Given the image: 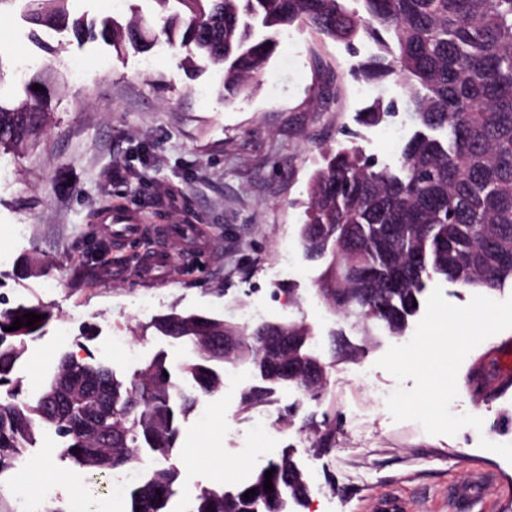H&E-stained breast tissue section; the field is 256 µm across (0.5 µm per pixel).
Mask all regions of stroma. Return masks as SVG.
I'll list each match as a JSON object with an SVG mask.
<instances>
[{
    "label": "stroma",
    "instance_id": "obj_1",
    "mask_svg": "<svg viewBox=\"0 0 512 512\" xmlns=\"http://www.w3.org/2000/svg\"><path fill=\"white\" fill-rule=\"evenodd\" d=\"M19 24L17 15L0 14V50L39 55L55 86L39 137L0 155V299L53 315L22 358L29 391L67 353H93L121 376L160 352L181 367L185 350L152 326L173 311L253 325L302 323L332 364L325 394L302 400L294 386L276 385L264 403L246 409L241 392L260 379L225 365L223 387L180 421L172 512L225 476L249 480L256 454L298 462L310 486L300 512H383L389 503L407 512H512V463L479 445L483 438L512 443V386L486 393L467 381L478 374L489 384L503 374L500 357L512 348V329L473 349L458 373L456 411L482 418V429L431 435L417 422L393 421L376 392L414 385L375 366L395 337L377 331L357 362L334 361L337 333L354 342L360 335L317 295L324 263L307 258L301 245L308 183L326 149L350 140L365 155L396 164L412 131L407 114L398 115L399 134L386 123L357 121L374 99L399 97L393 80H355L343 44L293 28L255 75L253 94L228 100L222 70L203 61L182 70L173 49L119 55L99 41L70 39L51 54L16 40ZM115 167L123 180L106 179ZM114 206L154 232L176 270H156L149 284L137 278L141 241L114 243L100 220ZM89 327L96 331L91 340L83 336ZM360 365L371 369V386L353 381ZM295 402L298 414L282 424ZM260 411L270 416L267 426L255 420ZM309 420L335 423L332 448L313 451ZM25 473L40 481L24 491ZM461 486L470 488V500L452 496ZM23 507L128 512L129 502L113 498L45 436L0 475V512Z\"/></svg>",
    "mask_w": 512,
    "mask_h": 512
}]
</instances>
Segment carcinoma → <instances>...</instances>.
Listing matches in <instances>:
<instances>
[{"label":"carcinoma","instance_id":"obj_1","mask_svg":"<svg viewBox=\"0 0 512 512\" xmlns=\"http://www.w3.org/2000/svg\"><path fill=\"white\" fill-rule=\"evenodd\" d=\"M353 1L360 8H351ZM70 0H0V12L19 11L31 35L53 29L101 39L121 54L151 50L159 41L185 50L180 65L202 57L224 69V90L247 92L253 76L276 53L280 35L306 26L342 43L370 39L379 53L355 60L350 71L367 80L392 78L401 101L376 102L362 115L375 125L399 111L413 113L417 130L396 167L339 146L324 153L308 184L300 239L312 259H327L317 290L328 306L352 317L368 342L381 328L403 336L419 308L426 281L440 277L460 288L512 284V0H149L159 22L114 16L87 26ZM41 89L34 90V85ZM51 89L38 70L21 79V92L0 99V150L26 144L43 127ZM28 312L44 319L9 331ZM53 320L38 305L0 309V475L12 469L38 436L52 433L76 465L109 476L139 469L128 493L129 512H168L179 471L164 465L179 435V420L200 396L223 385L217 365L246 364L262 379L289 383L304 399L323 396L331 364L311 349L308 330L295 323L254 328L201 315L169 314L157 330L188 345L193 358L180 369L183 384L155 355L120 377L93 355L63 356L38 395L24 387L20 363L26 341ZM237 337L219 352L208 336ZM286 336L276 356L296 372L274 377L261 337ZM312 447L332 444L335 427L309 426ZM274 469L273 490H264ZM254 490L250 499L243 494ZM309 485L287 455L270 459L234 490L205 487L184 512H285L307 497Z\"/></svg>","mask_w":512,"mask_h":512}]
</instances>
